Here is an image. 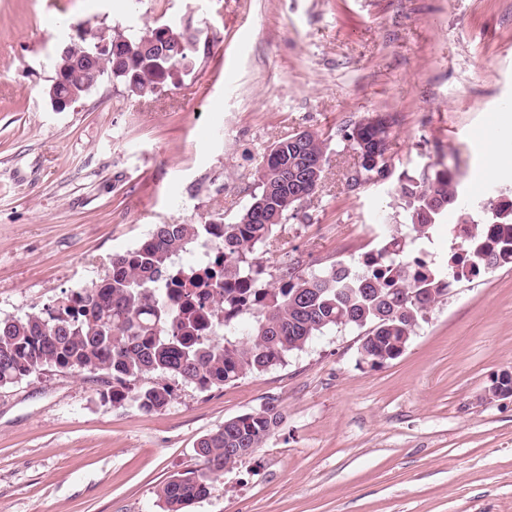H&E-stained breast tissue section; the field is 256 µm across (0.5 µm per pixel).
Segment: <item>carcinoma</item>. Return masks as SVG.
I'll return each instance as SVG.
<instances>
[{"label": "carcinoma", "instance_id": "cac0c4a2", "mask_svg": "<svg viewBox=\"0 0 512 512\" xmlns=\"http://www.w3.org/2000/svg\"><path fill=\"white\" fill-rule=\"evenodd\" d=\"M162 38L157 28L118 31L112 54L94 51L96 34L87 30L68 45V86L75 99L104 80L127 85L136 96L153 93L176 74L199 64L196 29L186 23ZM394 122L379 115V126L360 119L343 130L359 138L368 153L386 149ZM326 140L314 131L292 134L275 143L255 168V191L230 224H157L136 248L116 254L108 276L73 290L39 311L0 318V387L46 370L104 372L112 378V402L131 399L145 411L169 404L173 389L157 382L135 383L149 375L179 380L201 390L261 374L303 350L326 330L356 326L365 331L361 357L376 366L400 357L403 337L448 291V271L464 268L465 279L512 266V201L489 197L480 203L482 221L470 224L466 256L453 250L431 266L407 260V253L448 209L459 204L457 170L447 166L419 179L398 178L405 200L403 234L388 228L380 247L349 262L336 261L321 272L288 265L275 281L262 263L248 259L276 228L313 195L322 181ZM391 171L360 163L348 186L389 180ZM191 244L214 248L204 277L176 264ZM280 421L278 405L224 421L201 437L197 463L177 473L158 490L164 512H186L210 494L212 482L239 462L240 448H260Z\"/></svg>", "mask_w": 512, "mask_h": 512}]
</instances>
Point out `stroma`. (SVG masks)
I'll return each instance as SVG.
<instances>
[{"mask_svg":"<svg viewBox=\"0 0 512 512\" xmlns=\"http://www.w3.org/2000/svg\"><path fill=\"white\" fill-rule=\"evenodd\" d=\"M192 22L206 54L152 96L106 81L64 111L46 91L78 30ZM512 108V0H0V318L102 279L155 225L231 223L276 141L327 140L322 182L257 246L271 275L376 249L393 181L349 189L347 124L389 114L395 175L459 171L471 203L512 198L487 140ZM352 327L280 366L164 408L49 371L0 388V512H162L198 440L275 401L277 428L188 512H512V268L463 281L401 357L370 367Z\"/></svg>","mask_w":512,"mask_h":512,"instance_id":"stroma-1","label":"stroma"}]
</instances>
